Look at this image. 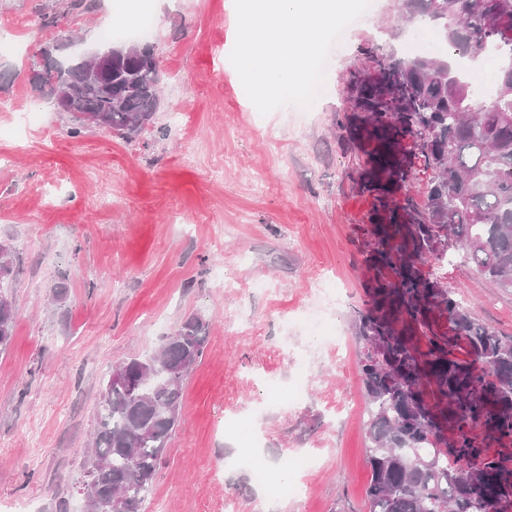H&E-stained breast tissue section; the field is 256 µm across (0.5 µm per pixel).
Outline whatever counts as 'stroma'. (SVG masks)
Segmentation results:
<instances>
[{
  "mask_svg": "<svg viewBox=\"0 0 512 512\" xmlns=\"http://www.w3.org/2000/svg\"><path fill=\"white\" fill-rule=\"evenodd\" d=\"M59 2L0 0V243L13 250L16 311L0 351V512H84L78 481L104 381L191 316L207 342L144 512H368L352 317L388 275L366 261L375 199L336 121L361 48L413 58L444 46L399 21L396 0H372L332 49L315 104L264 116L229 61L230 0H96L44 28ZM145 14L162 90L153 123L129 140L71 137L68 115L32 91L39 49L73 32L58 53L69 60ZM423 270L512 336V294L486 287L458 246ZM332 287L339 347L305 324ZM252 443L272 465L312 463L264 487L232 463Z\"/></svg>",
  "mask_w": 512,
  "mask_h": 512,
  "instance_id": "stroma-1",
  "label": "stroma"
}]
</instances>
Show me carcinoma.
Masks as SVG:
<instances>
[{
  "mask_svg": "<svg viewBox=\"0 0 512 512\" xmlns=\"http://www.w3.org/2000/svg\"><path fill=\"white\" fill-rule=\"evenodd\" d=\"M403 19L430 27L445 55L404 59L397 72L380 67L381 45L363 50L365 68L353 66L345 84L352 116L348 142L365 156L361 189L375 196L369 217L379 247L369 256L392 280L372 287L371 306L355 312L359 378L367 412L366 500L369 512H490L512 499V469L485 453L471 433L512 436V337L496 334L471 316L455 292L423 272L439 238L459 243L484 282L512 293V68L499 69L496 94L476 107L457 61L493 48L512 59V0H398ZM128 37L107 41L112 71L84 75L83 61L66 66L80 83L65 109L77 137L88 127L130 138L159 111V61L151 46ZM430 172L421 203H394L415 163ZM445 311L468 357L445 336L428 338L417 352L415 333ZM15 310L0 291V350L12 336ZM206 322L183 321L155 353L121 365L131 377L142 365L165 366L172 380L149 396L107 379L99 395L92 448L83 473L93 483L86 512H141L178 424L164 410L181 406V384L202 356ZM457 433L446 442L443 425Z\"/></svg>",
  "mask_w": 512,
  "mask_h": 512,
  "instance_id": "1",
  "label": "carcinoma"
}]
</instances>
